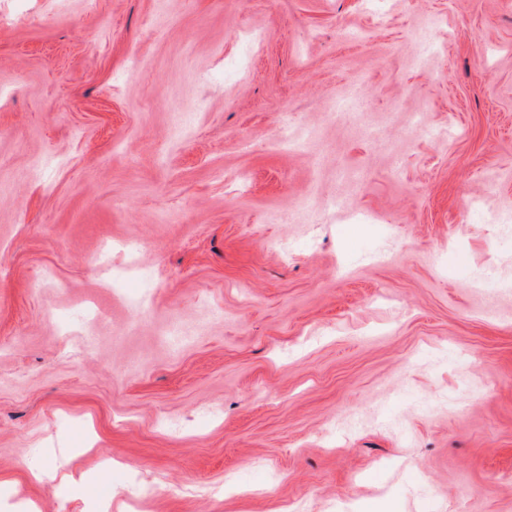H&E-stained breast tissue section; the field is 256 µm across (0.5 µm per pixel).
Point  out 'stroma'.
Instances as JSON below:
<instances>
[{
  "instance_id": "obj_1",
  "label": "stroma",
  "mask_w": 512,
  "mask_h": 512,
  "mask_svg": "<svg viewBox=\"0 0 512 512\" xmlns=\"http://www.w3.org/2000/svg\"><path fill=\"white\" fill-rule=\"evenodd\" d=\"M105 454L112 512H512V0H0V512Z\"/></svg>"
}]
</instances>
